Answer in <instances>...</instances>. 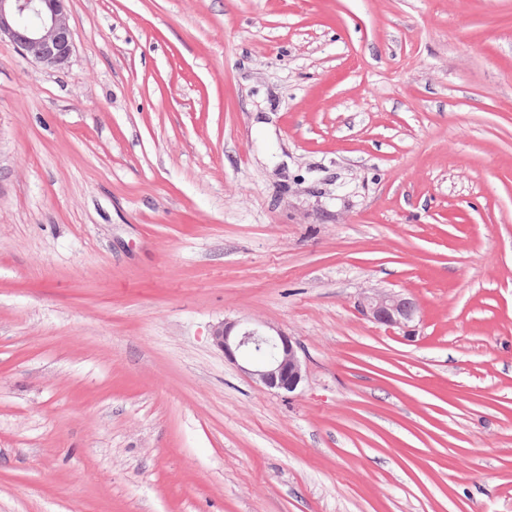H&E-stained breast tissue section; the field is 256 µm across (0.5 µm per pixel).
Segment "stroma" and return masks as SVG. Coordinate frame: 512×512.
I'll list each match as a JSON object with an SVG mask.
<instances>
[{
  "instance_id": "1",
  "label": "stroma",
  "mask_w": 512,
  "mask_h": 512,
  "mask_svg": "<svg viewBox=\"0 0 512 512\" xmlns=\"http://www.w3.org/2000/svg\"><path fill=\"white\" fill-rule=\"evenodd\" d=\"M68 13L0 39V512H512V0ZM69 0H0V38L8 37L27 56L48 67L64 64L73 51ZM35 18V23L27 19ZM362 313L373 323L386 328L409 331L417 317L416 302L394 291L377 290L360 302ZM240 325L238 320L215 324L211 330L214 345L228 359L236 361V353L246 357L249 367L240 369L266 388L295 391L304 379L297 339L271 325Z\"/></svg>"
}]
</instances>
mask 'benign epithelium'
<instances>
[{
    "mask_svg": "<svg viewBox=\"0 0 512 512\" xmlns=\"http://www.w3.org/2000/svg\"><path fill=\"white\" fill-rule=\"evenodd\" d=\"M69 0H0V37L6 36L34 61L48 67L64 64L73 51L67 3ZM362 313L389 329L409 330L417 317L416 302L398 292L377 290L360 302ZM211 338L224 356L247 359L242 371L268 389L288 393L304 379L300 344L271 325L240 326L222 321L212 327Z\"/></svg>",
    "mask_w": 512,
    "mask_h": 512,
    "instance_id": "1",
    "label": "benign epithelium"
}]
</instances>
